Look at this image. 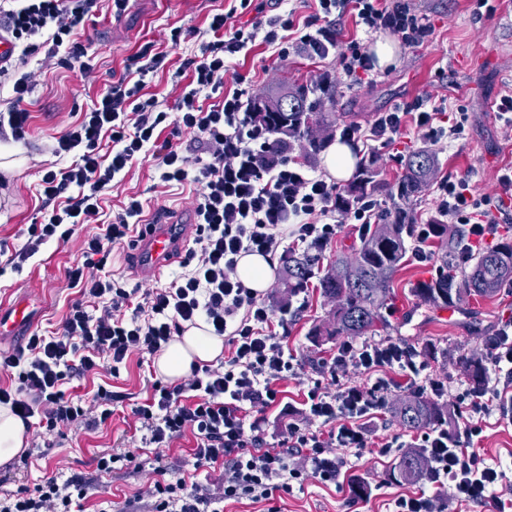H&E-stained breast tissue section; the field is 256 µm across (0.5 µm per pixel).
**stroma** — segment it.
Segmentation results:
<instances>
[{
  "mask_svg": "<svg viewBox=\"0 0 512 512\" xmlns=\"http://www.w3.org/2000/svg\"><path fill=\"white\" fill-rule=\"evenodd\" d=\"M409 4L429 20L434 33L420 46L397 44L395 63L379 68L373 79H350L335 58H315L297 43L290 46L287 58H279L258 39L229 63L223 90L244 88L254 99L278 89L283 80L302 83L326 77L336 93L326 99L325 108L335 113L340 125H368L375 113L419 97L430 98L450 114L464 109L468 114L465 128L448 142H433L423 131L410 127L395 142L372 149L359 143L352 147L358 164L370 165L373 170L367 191L382 209L401 210L406 223L422 224L438 216L433 190L407 202L397 195V182L404 173L402 161L409 151L434 153L436 178L470 177L492 204L497 201L499 170L512 165V128L486 108L487 98L512 94V0H489L485 8L478 7L477 0H409ZM227 6L228 0H129L122 15L103 9L85 26V61L45 69L38 76L23 103L31 118L25 142L15 146L19 164L5 172L7 187L0 191V305L26 298L34 330L46 335L59 330L71 306L80 301L79 290L69 284V273L84 261L85 240L101 231L100 225H83L68 241H48L23 265L10 264V256L26 241L30 225L41 222L45 213L40 194L42 169L66 164L65 158L52 155V146L69 126L80 121L92 101L134 72L146 53L164 57L146 92L157 97L167 112H175L190 80L198 45L210 37L207 16L213 9ZM176 28L186 34L177 44L170 40ZM202 190V184L190 180L163 184L157 160L148 151L102 195V217L110 219L133 198L141 200L146 220L176 210L188 212ZM439 264L436 257L427 263L406 260L391 284L393 301L385 313L386 323L377 328L374 337L415 346L423 362L418 387H426L432 380L440 382L444 388L440 404L460 412L471 388L461 361L485 356L489 339L502 322L512 319V288L502 287L491 297H464L447 316L442 307L425 304L413 293L419 282L435 275ZM282 277V265H275L263 296L273 309V328H285V346L299 363L296 377L275 383L282 398L294 408L314 382L334 390L325 371L339 341L313 336L328 320L331 309L319 288L308 286L284 305L280 302ZM159 377L156 359L135 353L119 376L96 370L70 380L64 386L68 395L89 399L104 386L123 394L124 399L113 404L111 418L99 428H80L64 438L46 435L42 450L28 461L16 458L9 465H0V494L48 477L63 481L79 476L87 485L82 512H125L128 500L156 480L155 466L160 460L170 463L169 477L181 474L200 492H217L220 472L204 474L191 466L192 434L161 448L143 445L133 411L149 398L151 385ZM473 421L482 429L479 438L468 440L458 421L453 424V438L461 445H472L488 464L512 463V422L494 409L474 416ZM369 435L370 446L362 454L337 449L346 471L338 483L325 484L310 477L292 491L274 492L269 500L225 502L224 512H393L399 497L422 494L434 497L440 512H485L481 505L452 499L447 489L425 480L404 485L390 479L399 457L418 449L422 436L421 430L403 426L390 405L379 410ZM107 448L132 456V463L111 475H99L95 458ZM357 481L367 484V496H352L350 487Z\"/></svg>",
  "mask_w": 512,
  "mask_h": 512,
  "instance_id": "35a3bbf8",
  "label": "stroma"
}]
</instances>
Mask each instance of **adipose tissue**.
Here are the masks:
<instances>
[{
	"label": "adipose tissue",
	"mask_w": 512,
	"mask_h": 512,
	"mask_svg": "<svg viewBox=\"0 0 512 512\" xmlns=\"http://www.w3.org/2000/svg\"><path fill=\"white\" fill-rule=\"evenodd\" d=\"M224 351L221 337L193 328L171 343L157 361L159 371L170 379L185 377L193 362L216 360Z\"/></svg>",
	"instance_id": "ef3b65f1"
}]
</instances>
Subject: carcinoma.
Returning a JSON list of instances; mask_svg holds the SVG:
<instances>
[{
	"label": "carcinoma",
	"instance_id": "carcinoma-1",
	"mask_svg": "<svg viewBox=\"0 0 512 512\" xmlns=\"http://www.w3.org/2000/svg\"><path fill=\"white\" fill-rule=\"evenodd\" d=\"M325 92L323 83H301L288 87L284 95L253 99L249 111L254 119L267 126L273 133L288 137V150L300 145L312 154L329 140L336 126L331 112L323 109ZM437 166L435 154L419 150L411 153L405 162V174L399 182L398 194L403 199L422 193L431 182ZM372 171L365 168L363 177L341 198V205L348 206L366 191ZM462 230L434 224L431 238L441 243L461 238ZM410 225L401 212L386 214L385 219L370 226L360 236V245L352 248L350 255H342L334 264L320 270V257L304 251L288 252L285 257V293L295 295L307 286L310 279L318 277V288L331 303L332 309L326 326L313 331V336H364L385 322L383 310L392 299L390 284L406 255ZM512 283V244L506 243L479 255L470 273L458 280L456 260L448 258V251L441 253L437 276L413 289L417 297L434 306L456 303L468 295L487 296L497 292L506 283ZM472 387L485 385L486 369L475 359L464 363ZM395 413L402 425L421 428L447 422L448 412L438 403L412 393L397 400ZM429 460L421 451L403 455L394 467L392 479L412 483L423 476Z\"/></svg>",
	"mask_w": 512,
	"mask_h": 512
}]
</instances>
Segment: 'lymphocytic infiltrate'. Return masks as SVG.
Here are the masks:
<instances>
[{
  "instance_id": "lymphocytic-infiltrate-1",
  "label": "lymphocytic infiltrate",
  "mask_w": 512,
  "mask_h": 512,
  "mask_svg": "<svg viewBox=\"0 0 512 512\" xmlns=\"http://www.w3.org/2000/svg\"><path fill=\"white\" fill-rule=\"evenodd\" d=\"M102 0H22L18 9L0 16L10 36L23 43L24 55L42 53V67L85 55L76 42L88 19L95 17ZM317 9L304 26H297L293 10L258 21L252 31L235 27L231 13L213 14L210 41L199 47L192 76L180 99L176 116H169L157 98L144 89L161 62L152 56L123 78L83 112L81 120L57 138L55 156H69V165L46 170L41 191L52 208L43 222L31 225L27 241L15 251L23 262L51 239L68 241L78 226L98 223L100 197L115 185L146 148L154 156L165 182L193 180L203 186L194 206L191 236L183 272L159 288L144 292L125 289L103 273L112 245L126 242L130 228L142 212L131 200L106 224L103 232L84 243V261L69 280L82 299L72 305L57 335L31 334L26 344L0 354V373L15 381L13 389L0 387V405L9 406L22 420L41 416L47 432L63 434L79 425L97 427L112 415L118 394L100 388L91 402L67 396L70 378L103 368L119 374L131 353L161 355L176 337L198 322L222 337L230 355L219 366L195 364L188 379L177 384L155 381L152 396L134 410L148 446L163 447L184 434H192L194 469L224 470L220 497L188 489L184 478L166 479V464L156 468L160 478L145 494L152 512H210L217 500L271 499L281 481L313 476L332 483L344 464L335 451L367 448V419L381 409L395 388L396 377L412 382L423 363L419 351L394 341H343L327 372L337 388L308 390L302 411L307 426L292 423L283 447H267L260 434L261 418H249L251 409L271 407L278 399L276 381L296 375L297 363L284 349L283 337L270 327L266 301L247 288L237 275L240 257L248 253L276 254L287 236L321 248L344 225L371 223L377 202L364 196L347 209L337 206L335 183L305 168L274 147L270 131L256 125L248 111L247 91L222 93L224 70L230 59L247 50L256 36L287 55L286 35L298 32L300 41L319 58L335 57L345 75L369 78L374 62L359 40L342 42L337 21L352 16L356 26L391 33L408 46L422 45L432 33L424 17L406 0H316ZM12 84L13 106L0 113V139L24 140L29 114L19 104L35 86L34 72L23 63L0 66V80ZM217 95L210 108H202L201 94ZM174 120L175 129L192 135L201 153L189 157L171 141H160L162 126ZM467 120L457 113L444 125L442 111L419 99L405 107L377 113L368 126L337 127L340 139L389 143L407 126L426 131L439 142L459 135ZM110 138L112 151L102 157L100 145ZM439 214L463 226L468 241L480 243L496 237L499 223L484 207L469 179H445L435 187ZM493 381L471 391L468 415L497 407L512 420V397H503L498 381L512 382V323L497 329L486 348ZM368 376L369 382H349L350 372ZM430 461L423 478L447 487L458 500L477 502L488 512H506L497 489L507 481L504 468L490 465L461 447L446 430L432 428L421 437ZM303 454L304 467L293 457ZM83 481L49 478L25 485L0 499V512H73L83 499Z\"/></svg>"
}]
</instances>
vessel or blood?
I'll return each mask as SVG.
<instances>
[{"instance_id":"1","label":"vessel or blood","mask_w":512,"mask_h":512,"mask_svg":"<svg viewBox=\"0 0 512 512\" xmlns=\"http://www.w3.org/2000/svg\"><path fill=\"white\" fill-rule=\"evenodd\" d=\"M191 230V222L179 214L144 225L142 234L127 253L129 264L142 277L159 280L165 268L186 250ZM30 328L31 317L24 303H16L6 311L0 309V330L23 336Z\"/></svg>"}]
</instances>
